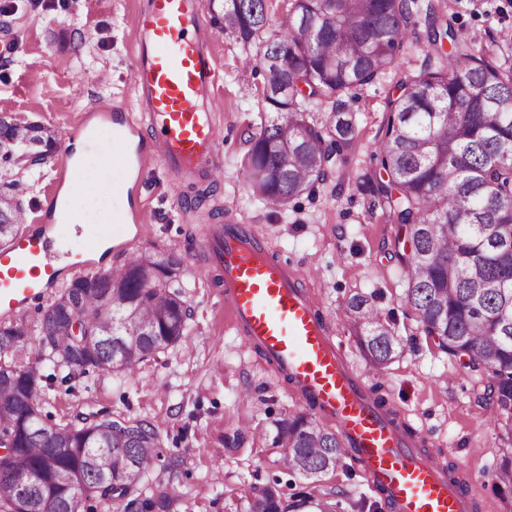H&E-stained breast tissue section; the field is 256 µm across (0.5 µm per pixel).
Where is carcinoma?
Instances as JSON below:
<instances>
[{
	"mask_svg": "<svg viewBox=\"0 0 512 512\" xmlns=\"http://www.w3.org/2000/svg\"><path fill=\"white\" fill-rule=\"evenodd\" d=\"M270 19L266 0H208L218 32L256 50L266 73L269 118L249 135L242 161L251 198L281 207L316 193L332 160L355 143L356 113L344 96L392 68L419 19L427 63L398 82L376 154L364 176L367 211L399 226L395 256L408 270L402 301L417 330L451 358L468 359L480 399L512 442V65L485 44L442 23L428 0H290ZM330 104L310 119L311 101ZM53 129L0 117V152L18 169L43 163ZM23 220L12 192H0V245ZM181 262L143 252L115 269L73 279L35 320L0 319V512H173L163 489L146 492L127 474L160 459L159 427L123 413H78L60 424L44 412L41 383L131 374L190 329ZM376 293L345 302L346 328L370 370L383 375L406 344L374 306ZM137 335L134 341L123 337ZM48 366L44 375L40 368ZM264 440L286 469L311 481L346 457L336 432L312 412L272 422ZM25 468L36 483L6 492ZM494 490L512 512V453L499 459ZM330 496L306 491L286 505L272 486L249 512H336Z\"/></svg>",
	"mask_w": 512,
	"mask_h": 512,
	"instance_id": "cac0c4a2",
	"label": "carcinoma"
}]
</instances>
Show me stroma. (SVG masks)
Here are the masks:
<instances>
[{
  "label": "stroma",
  "mask_w": 512,
  "mask_h": 512,
  "mask_svg": "<svg viewBox=\"0 0 512 512\" xmlns=\"http://www.w3.org/2000/svg\"><path fill=\"white\" fill-rule=\"evenodd\" d=\"M144 0H0V115L82 136L91 113L115 107L130 110L134 100L135 34L128 17ZM459 29L512 48V0H451L448 9ZM425 27L417 25L396 65L371 85L357 90L350 105L358 133L345 161L333 165L326 184L313 197H300L279 209L251 199L240 175L248 151V132L267 117L264 74L248 52L222 39L212 49L217 69L209 108L222 128L218 153L223 180L202 197L205 181L174 180L159 164L150 165L141 184L138 222L127 227L133 239L126 257L142 251L172 254L181 260L183 298L191 329L174 345L133 374L89 375L46 389L45 411L64 423L80 412L110 409L157 424L160 460L146 481L176 498V512H247L263 487H278L291 498L307 491L305 479L280 464L278 449L263 435L272 422L300 412L286 383L260 352L245 349L231 325L217 280L198 273L202 232L234 214L264 231L271 248L308 279L324 313L337 330L354 370L367 384L382 383L389 403L443 453L458 472L479 478L478 492L488 512H506L493 491L495 465L512 443L484 424V408L474 377L461 362L421 336L401 300L406 270L392 253L395 224L366 211L364 174L380 165L375 146L383 135L387 102L401 76L424 66ZM72 149L58 141L46 162L16 173L0 165V191L22 183L17 196L28 228L52 223L53 205ZM88 223L57 229V243L75 250L99 229V203L119 209L106 182L82 192ZM357 291L375 292L382 314L394 315L406 339L404 353L376 378L356 339L344 328L343 307ZM321 483L336 494V512H378L376 499L357 467L344 465Z\"/></svg>",
  "instance_id": "obj_1"
}]
</instances>
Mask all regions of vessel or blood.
Returning <instances> with one entry per match:
<instances>
[{"label":"vessel or blood","mask_w":512,"mask_h":512,"mask_svg":"<svg viewBox=\"0 0 512 512\" xmlns=\"http://www.w3.org/2000/svg\"><path fill=\"white\" fill-rule=\"evenodd\" d=\"M133 83L148 143L127 113L112 115V192L132 195L129 165H163L174 179L219 178L221 128L206 110L215 87L213 27L203 0H147L132 17ZM203 270L220 277L224 307L248 349L259 351L305 407L335 426L369 489L386 512H472L474 485L457 486L416 441L376 406L349 364L336 331L296 266L266 236L235 218L211 226L202 243ZM64 257L48 228L0 248V316L27 311L57 281Z\"/></svg>","instance_id":"vessel-or-blood-1"}]
</instances>
